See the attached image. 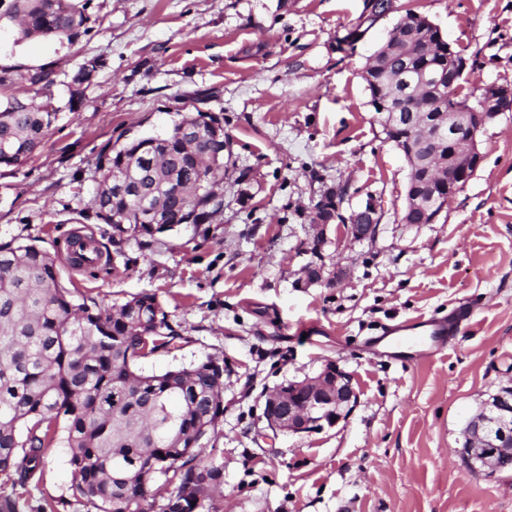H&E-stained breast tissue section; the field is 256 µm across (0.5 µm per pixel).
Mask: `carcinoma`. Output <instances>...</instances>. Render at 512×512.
Returning <instances> with one entry per match:
<instances>
[{
  "label": "carcinoma",
  "mask_w": 512,
  "mask_h": 512,
  "mask_svg": "<svg viewBox=\"0 0 512 512\" xmlns=\"http://www.w3.org/2000/svg\"><path fill=\"white\" fill-rule=\"evenodd\" d=\"M17 23L24 38L72 40L88 17L79 0H9L0 19ZM418 43L365 69L368 90L384 87L389 111L414 85L419 112L471 111L478 96L458 92L462 71L448 63V42L417 28ZM96 62L75 71L69 107L83 102ZM53 71L17 77L0 70V166L19 168L58 120L45 96ZM452 98L437 105L436 83ZM193 132L134 138L99 156L96 214L113 233L154 238L181 224H206L224 208L214 184L224 181V159L211 162L209 144L219 120L204 112L184 118ZM147 190L140 208L117 177ZM179 339L156 296L139 293L115 311L94 300L77 303L58 280L54 259L34 244H0V486L25 487L42 471L46 448L63 429L73 467V497L96 512H154L149 485H173L160 512H217L202 491L223 483V469L192 443L213 436L224 416V381L215 360L144 374L136 362L168 351ZM199 496L191 504L186 493Z\"/></svg>",
  "instance_id": "cac0c4a2"
}]
</instances>
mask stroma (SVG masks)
I'll list each match as a JSON object with an SVG mask.
<instances>
[{
	"label": "stroma",
	"instance_id": "stroma-1",
	"mask_svg": "<svg viewBox=\"0 0 512 512\" xmlns=\"http://www.w3.org/2000/svg\"><path fill=\"white\" fill-rule=\"evenodd\" d=\"M368 2L88 0L71 41L22 40L0 21V69H52L60 108L31 159L0 168V243L43 249L67 288L104 307L156 294L181 338L140 359L143 372L223 361L220 512H512V470L472 474L455 453L468 417L512 384V112L480 132L482 161L437 221L403 224L409 166L363 79L411 9L463 57L461 94L512 86V0H393L367 28ZM91 60L85 99L68 108L67 85ZM199 111L224 127L223 211L146 246L113 240L93 206L97 157ZM330 187L344 190L342 214L376 208L374 239L335 223L314 244L312 206ZM75 236L95 242L100 263H72ZM317 256L348 279L305 285ZM462 304L471 327L429 359L361 347L379 325ZM330 360L358 384L348 418L301 435L268 429L267 392ZM69 459L61 442L47 448L23 512H87L71 499Z\"/></svg>",
	"mask_w": 512,
	"mask_h": 512
}]
</instances>
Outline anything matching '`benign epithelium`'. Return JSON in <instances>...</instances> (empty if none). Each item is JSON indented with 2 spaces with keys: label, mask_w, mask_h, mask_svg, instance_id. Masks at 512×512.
I'll list each match as a JSON object with an SVG mask.
<instances>
[{
  "label": "benign epithelium",
  "mask_w": 512,
  "mask_h": 512,
  "mask_svg": "<svg viewBox=\"0 0 512 512\" xmlns=\"http://www.w3.org/2000/svg\"><path fill=\"white\" fill-rule=\"evenodd\" d=\"M512 98V87L489 84L482 88L479 108L471 112L411 113L409 139L395 138L400 113L382 111L380 95L371 97V105L380 109L376 121L386 138L395 143L410 164L405 209H421L431 214L434 223L444 206L467 183L481 163L478 133L499 115V104ZM448 134L449 166L434 148L437 139ZM339 208L320 203L315 208L316 238L325 240L324 231L338 219ZM358 224L347 225L355 240L375 236L378 228L373 206L354 213ZM308 282L335 285L344 280L346 269L338 268L325 276L321 263L310 262L304 268ZM357 403V392L349 372L328 361L312 377L291 381L275 388L266 398L264 418L274 430L301 434L332 428L346 420ZM462 465L470 473L495 475L512 464V386L490 395L472 414L462 432L461 447L456 449Z\"/></svg>",
  "instance_id": "7a95c632"
}]
</instances>
